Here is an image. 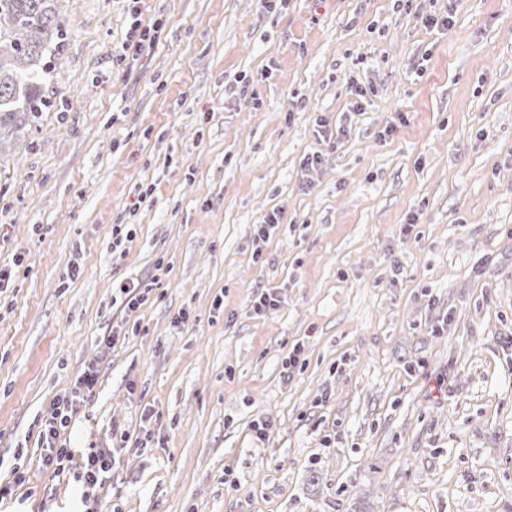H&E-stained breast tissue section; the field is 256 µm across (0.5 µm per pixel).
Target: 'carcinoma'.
<instances>
[{"mask_svg":"<svg viewBox=\"0 0 512 512\" xmlns=\"http://www.w3.org/2000/svg\"><path fill=\"white\" fill-rule=\"evenodd\" d=\"M61 0H0V134L41 110L46 57L65 40Z\"/></svg>","mask_w":512,"mask_h":512,"instance_id":"cac0c4a2","label":"carcinoma"}]
</instances>
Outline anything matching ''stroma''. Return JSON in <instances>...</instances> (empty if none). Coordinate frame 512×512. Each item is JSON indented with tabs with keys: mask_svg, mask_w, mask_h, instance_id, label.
<instances>
[{
	"mask_svg": "<svg viewBox=\"0 0 512 512\" xmlns=\"http://www.w3.org/2000/svg\"><path fill=\"white\" fill-rule=\"evenodd\" d=\"M139 8L132 60L128 0H64L0 135V512H512V0ZM90 366L85 499L38 418ZM157 30L154 26H142L139 20H135L128 33L125 50H131L132 57L141 55L146 49L155 44ZM148 287L149 285L143 284L140 280L122 282L120 292L124 295L123 308L136 311L147 299V294L151 290Z\"/></svg>",
	"mask_w": 512,
	"mask_h": 512,
	"instance_id": "obj_1",
	"label": "stroma"
}]
</instances>
